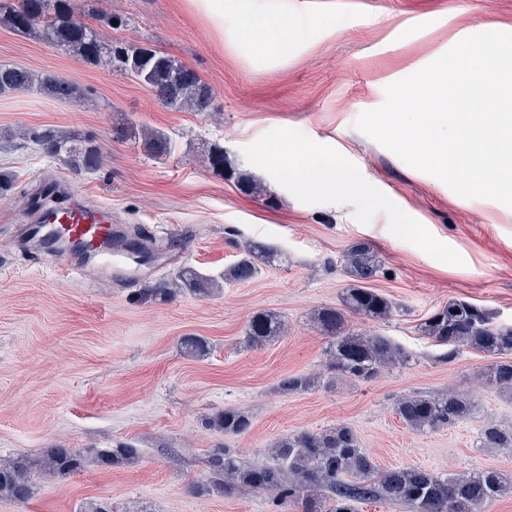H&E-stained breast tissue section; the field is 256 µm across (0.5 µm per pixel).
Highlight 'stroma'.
I'll use <instances>...</instances> for the list:
<instances>
[{"label":"stroma","mask_w":512,"mask_h":512,"mask_svg":"<svg viewBox=\"0 0 512 512\" xmlns=\"http://www.w3.org/2000/svg\"><path fill=\"white\" fill-rule=\"evenodd\" d=\"M74 3L131 17L109 37L179 58L209 85L213 109L169 110L131 78L0 26V63L56 74L91 94L59 102L0 93V133L15 135L0 151V168L17 175L0 200V225L20 223L26 196L58 177L77 199L109 203L124 236L166 245L127 277L89 267L72 281L0 232V458L55 444L100 450L131 442L141 450L128 465L92 458L76 475L35 474L32 499H0V512H86L100 501L112 512H266L248 489L193 493L208 477V450L223 444L246 462H265L279 438L338 424L351 426L383 469L512 474V448L480 447L478 421L417 434L394 412L408 395L464 390L481 419L512 428V397L482 384L484 354L463 347L445 361L443 347L418 329L451 300L512 326V208L459 197L355 126L384 103L386 86L462 39L512 33V0H288L303 25L276 53L222 39L193 0ZM376 15L383 24L373 23ZM131 120L166 131L174 153L153 159L142 145L116 139L115 128ZM47 127L94 137L102 168L74 172L17 137ZM214 143L224 149L225 171L207 161ZM320 153L356 173L370 194L347 182L313 189L290 176ZM230 168L262 193H245L227 177ZM250 241L277 247L281 261L211 298L142 299L143 288L183 267L219 275ZM356 241L378 251L382 267L370 286L394 310L379 320L347 315L343 328L388 337L408 357L367 381L326 373L331 338L316 319L341 307L350 284L342 255ZM263 310L281 315L285 332L245 347L248 323ZM187 336L205 340L208 355L185 356ZM319 372L324 380L314 389H279L285 376ZM227 408L248 411L251 428L227 436L204 425Z\"/></svg>","instance_id":"1"}]
</instances>
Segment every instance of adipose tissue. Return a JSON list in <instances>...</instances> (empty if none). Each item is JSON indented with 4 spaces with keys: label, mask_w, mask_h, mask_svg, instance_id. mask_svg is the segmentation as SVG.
Segmentation results:
<instances>
[{
    "label": "adipose tissue",
    "mask_w": 512,
    "mask_h": 512,
    "mask_svg": "<svg viewBox=\"0 0 512 512\" xmlns=\"http://www.w3.org/2000/svg\"><path fill=\"white\" fill-rule=\"evenodd\" d=\"M284 0H195L212 25L268 51L281 46L296 31L282 7Z\"/></svg>",
    "instance_id": "1"
}]
</instances>
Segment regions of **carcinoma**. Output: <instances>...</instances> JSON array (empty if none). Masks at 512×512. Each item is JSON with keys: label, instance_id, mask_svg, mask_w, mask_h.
Returning a JSON list of instances; mask_svg holds the SVG:
<instances>
[{"label": "carcinoma", "instance_id": "cac0c4a2", "mask_svg": "<svg viewBox=\"0 0 512 512\" xmlns=\"http://www.w3.org/2000/svg\"><path fill=\"white\" fill-rule=\"evenodd\" d=\"M72 0H0V19L19 34L38 31L47 43L72 53L85 63L105 66L112 73L135 79L156 99L179 112L212 110L213 96L198 74L175 56L140 43L112 41L106 29L122 28L130 19L97 14L94 22L75 18ZM118 25H112V20ZM32 91L57 101L76 97L79 88L51 73H34L24 67L0 64V93ZM128 140L143 141L152 157L167 156L173 142L164 131L146 130L131 121L121 129ZM26 140L45 157L60 161L73 171L94 173L103 165L100 146L77 130L44 128L27 132ZM281 258L274 246L250 242L239 259L218 276H204L193 268H181L143 289L149 300H167L181 293L208 297L220 282L253 279L261 266ZM343 261L352 283L345 290L344 310L325 308L318 312L321 325L336 333L344 322V312L381 319L391 314L393 305L384 295L366 286L380 268L377 252L366 242H354L344 251ZM420 331L438 346L448 347L450 360L461 347L483 353L491 359L484 386L512 391V326L496 324L478 306L461 300L448 304L427 317ZM284 323L271 311H259L251 318L245 344L252 348L282 334ZM190 356H204L207 343L196 337L181 342ZM404 359L402 350L390 339L372 333H346L336 337L329 350L326 370L338 376L370 380L390 364ZM316 375L297 374L283 378L282 392L298 393L320 384ZM400 421L414 432H428L453 426L474 417V400L463 393L437 396L416 394L400 398L394 405ZM213 428L226 435H239L251 427L249 415L240 409H226L209 419ZM479 439L484 448H512V429L492 423L482 425ZM139 457L133 444H119L97 455L105 466L121 465ZM272 461L248 463L235 448L219 446L208 451L209 478L195 486L203 495L231 497L242 488L267 498L268 512H356L367 501L400 502L410 512H486L498 497L512 492V476L494 469L469 474H441L421 467L381 469L361 448L357 435L338 425L320 432L301 431L276 442ZM87 462L82 448L53 446L36 456L21 455L0 461V496L25 504L33 496L31 472L41 469L61 476L81 472Z\"/></svg>", "mask_w": 512, "mask_h": 512}]
</instances>
